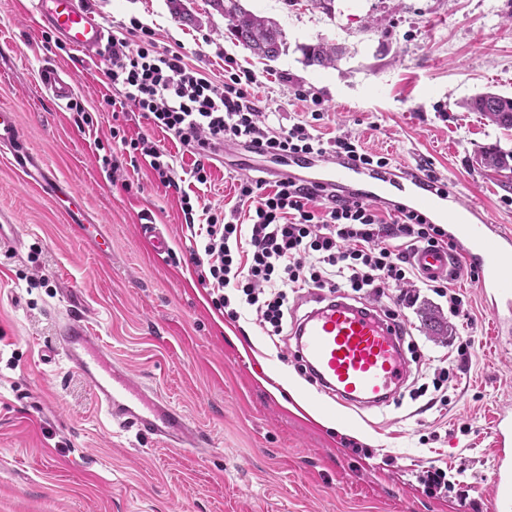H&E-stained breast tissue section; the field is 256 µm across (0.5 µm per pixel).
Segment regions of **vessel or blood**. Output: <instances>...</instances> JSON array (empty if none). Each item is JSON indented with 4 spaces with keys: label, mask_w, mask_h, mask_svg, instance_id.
<instances>
[{
    "label": "vessel or blood",
    "mask_w": 512,
    "mask_h": 512,
    "mask_svg": "<svg viewBox=\"0 0 512 512\" xmlns=\"http://www.w3.org/2000/svg\"><path fill=\"white\" fill-rule=\"evenodd\" d=\"M38 25L48 26L72 48L85 54L100 51L102 23L84 0H35ZM41 81L57 100L70 97L71 85L57 70L43 69ZM0 148L10 150L13 166L26 182L46 197L59 185L39 168L18 137L16 112L0 109ZM288 164L300 180L338 189L374 203L398 195L405 208L432 216L448 227L450 251L418 250L415 261L423 276L450 273L455 256H462L478 275V286L500 328L504 344L512 343V232L478 218L476 211L450 205L452 195L414 171L392 174L368 170L347 158L319 163L317 157L295 154ZM75 315L63 319L54 348L77 369L94 391L98 406L119 429L136 428L167 448H200L205 438L199 426L166 397L147 389L129 368L113 361L93 329L78 295H70ZM312 311L297 320L291 336L292 354L319 387L345 408H372L393 400L409 376L403 356L404 325L376 308L358 306L335 296H321ZM496 448L491 489L500 512H512V407H503L494 426Z\"/></svg>",
    "instance_id": "b4317fda"
}]
</instances>
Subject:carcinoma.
I'll list each match as a JSON object with an SVG mask.
<instances>
[{"mask_svg":"<svg viewBox=\"0 0 512 512\" xmlns=\"http://www.w3.org/2000/svg\"><path fill=\"white\" fill-rule=\"evenodd\" d=\"M215 10L224 14L236 40L255 56L273 61L284 51L283 32L279 25L246 9L241 0H211ZM304 62L308 66L335 65L339 50L334 44L318 43L303 48ZM469 107L494 125L512 129V97L485 93L475 97ZM485 167L495 171H512V153L489 148L482 153Z\"/></svg>","mask_w":512,"mask_h":512,"instance_id":"obj_1","label":"carcinoma"}]
</instances>
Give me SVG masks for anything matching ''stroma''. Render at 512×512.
Wrapping results in <instances>:
<instances>
[{
  "label": "stroma",
  "mask_w": 512,
  "mask_h": 512,
  "mask_svg": "<svg viewBox=\"0 0 512 512\" xmlns=\"http://www.w3.org/2000/svg\"><path fill=\"white\" fill-rule=\"evenodd\" d=\"M87 2L108 33L147 23L160 46L214 80L232 57L257 75L252 92L278 108L281 124L310 118L322 103L321 132L355 137L395 171L431 163L457 205L512 229V180L480 163L484 148L512 152V129L465 107L482 93L512 97V0H332L327 11L320 0H243L284 32L273 61L233 39L209 0H188V23L167 0ZM33 7L0 0V106L17 113L21 139L67 191L48 199L0 156V224L25 230L20 251L0 250V512H471L419 489L415 472L433 460L463 468L480 512H493V426L512 403V346L498 342L476 283H451L468 318L426 291L404 310L419 357L393 401L336 410L254 315L233 319L214 307L190 256L179 191L145 166L106 171L103 156L123 152L113 130L162 134L138 113H113L104 100L118 91L101 59L36 26ZM323 41L342 47V59L305 66L303 47ZM48 67L71 82L85 116L44 88ZM298 88L310 101L296 99ZM246 155L242 145L219 153L209 202L233 199ZM74 208L99 225L97 239L70 224ZM146 224L164 232L166 253L152 252ZM70 289L113 358L197 422L208 446L166 449L112 427L89 385L52 351ZM452 336L474 338L472 360L451 371L448 405L425 408L410 391L431 382L430 364ZM288 380L296 392L284 389ZM318 406L335 410L339 427L321 421Z\"/></svg>",
  "instance_id": "stroma-1"
}]
</instances>
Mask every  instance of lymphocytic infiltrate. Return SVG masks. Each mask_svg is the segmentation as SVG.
Wrapping results in <instances>:
<instances>
[{
  "mask_svg": "<svg viewBox=\"0 0 512 512\" xmlns=\"http://www.w3.org/2000/svg\"><path fill=\"white\" fill-rule=\"evenodd\" d=\"M109 83L119 97L113 108L141 113L152 129L190 148L193 162L184 176L196 192H182L180 207L192 237L201 242L195 266L221 307H229V291L255 314L268 336L282 335L290 294L319 290L363 301L394 292L387 314L418 300L412 287L446 299L450 314L467 317L463 295L448 287L447 278H422L413 261L416 250L451 249L448 232L421 213L397 206L347 198L318 184L289 179L267 182L246 179L238 184V202L223 211L207 204L201 192L211 183L214 157L224 144L245 142L262 156L276 160L291 154L348 157L364 166L385 167L389 160L365 151L358 140L341 134L324 137L308 121L288 127L268 123L269 108L251 93L253 72L224 60V79L216 82L189 66L176 49L158 48L154 31L133 21L126 35L104 47ZM132 169L148 165L164 186L176 183L175 157L152 137L124 140ZM426 495L454 497L467 503L471 486L450 480L436 464L416 475Z\"/></svg>",
  "mask_w": 512,
  "mask_h": 512,
  "instance_id": "lymphocytic-infiltrate-1",
  "label": "lymphocytic infiltrate"
}]
</instances>
